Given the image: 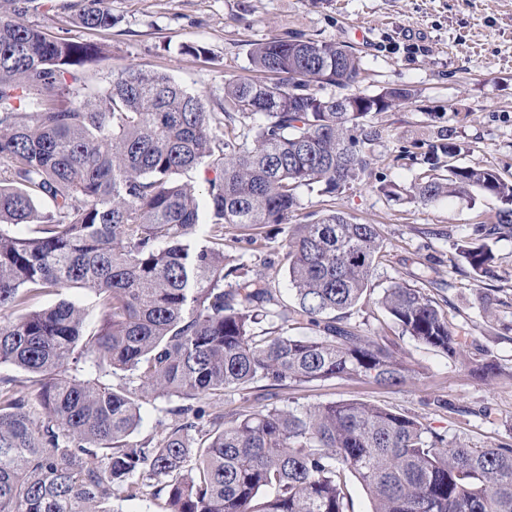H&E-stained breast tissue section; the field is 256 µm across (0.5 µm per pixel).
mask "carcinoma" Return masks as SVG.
Listing matches in <instances>:
<instances>
[{"label":"carcinoma","instance_id":"carcinoma-1","mask_svg":"<svg viewBox=\"0 0 512 512\" xmlns=\"http://www.w3.org/2000/svg\"><path fill=\"white\" fill-rule=\"evenodd\" d=\"M74 7L84 27L112 28L107 0ZM102 55L0 16V365L40 385L33 401L0 377V512H120L114 503L136 500L159 512H350L349 474L371 512H512V444L449 441L364 402H274L290 383L396 388L411 376L336 318L369 290L378 228L335 209L289 225L300 189L342 194L369 176L389 136L374 117L411 90L359 91L353 48L303 34L254 44L255 71L276 80L230 81L222 100L132 69L99 88L88 65ZM324 85L345 93L322 97ZM463 151L456 128L441 127L427 170L390 194L499 202L496 222L457 244L485 276L499 260L490 241L512 234V176L457 163ZM191 170L204 200L179 179ZM282 225L291 304L271 264L234 263L225 238L256 230L259 250ZM68 288L94 295L93 332L74 303L33 307ZM378 303L401 335L450 358L467 351L465 329L426 289L394 282ZM259 383L266 394L247 414L201 404ZM158 399L170 407L136 438Z\"/></svg>","mask_w":512,"mask_h":512}]
</instances>
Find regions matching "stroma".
<instances>
[{"label":"stroma","instance_id":"stroma-1","mask_svg":"<svg viewBox=\"0 0 512 512\" xmlns=\"http://www.w3.org/2000/svg\"><path fill=\"white\" fill-rule=\"evenodd\" d=\"M74 0H35L19 21L50 34L105 45L91 67L98 86L133 69L163 73L190 91L215 99L230 79L251 78L249 52L275 36L303 33L360 49L362 92L390 87L415 92L412 103L380 113L391 138L373 153L372 175L345 193L301 191L302 212L336 209L380 229L384 255L373 285L344 319L381 338L415 371L398 388L336 378L288 385L282 404L363 401L420 418L448 438L491 446L512 443V235L494 240L500 257L492 275L480 277L457 255V245L477 223L493 221L496 201L441 199L421 205L387 197L383 183L406 184L418 164L398 159L401 147L425 143L430 131L454 122L468 147L466 165H491L512 173V0H109L111 30L82 27ZM429 288L449 320L466 325L472 350L500 365L501 374L475 378L467 358L402 337L376 300L392 283ZM500 292L485 310L478 295ZM490 407V419L472 416Z\"/></svg>","mask_w":512,"mask_h":512}]
</instances>
